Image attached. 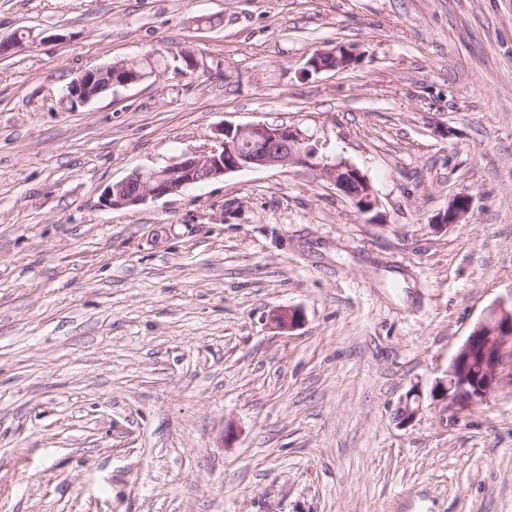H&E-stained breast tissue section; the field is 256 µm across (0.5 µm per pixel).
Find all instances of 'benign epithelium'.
<instances>
[{
	"instance_id": "obj_1",
	"label": "benign epithelium",
	"mask_w": 512,
	"mask_h": 512,
	"mask_svg": "<svg viewBox=\"0 0 512 512\" xmlns=\"http://www.w3.org/2000/svg\"><path fill=\"white\" fill-rule=\"evenodd\" d=\"M353 62L352 53L338 46L318 50L307 61V71L320 73L343 69ZM145 74L115 65L92 67L81 71L66 87L63 99L73 111L87 105L102 87L112 88L136 83ZM310 167L337 190L351 198L362 213L378 207V198L367 177L350 163L319 154L317 145L296 125L252 123L226 124L220 129L216 145L199 153L186 154L161 168L136 170L120 181L104 187L100 206L119 209L136 206L149 198L175 194L191 185L209 183L229 173L270 167ZM471 201L465 196L453 199L438 215L437 223H459L469 211ZM300 313L281 308L273 314L277 329H295ZM512 346V304L503 301L478 322L465 342L453 355L443 377L437 379L430 395L436 401L459 409L480 405L497 384V370L504 351ZM422 409L421 392L412 387L398 411L399 423L416 419Z\"/></svg>"
}]
</instances>
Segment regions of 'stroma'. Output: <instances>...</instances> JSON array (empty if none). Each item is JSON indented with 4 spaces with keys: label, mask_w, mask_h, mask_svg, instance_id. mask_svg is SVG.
I'll use <instances>...</instances> for the list:
<instances>
[{
    "label": "stroma",
    "mask_w": 512,
    "mask_h": 512,
    "mask_svg": "<svg viewBox=\"0 0 512 512\" xmlns=\"http://www.w3.org/2000/svg\"><path fill=\"white\" fill-rule=\"evenodd\" d=\"M14 34L0 512H512V348L485 403L429 395L512 299V0H0ZM337 45L349 68L307 72ZM117 60L158 66L70 111L71 79ZM258 122L306 130L378 208L305 167L100 207ZM471 201L468 197L459 196L453 199L447 209L438 215L437 224L451 226L458 224L460 219L469 211ZM422 409L421 392L418 386H413L406 395L398 411L399 423L407 424L416 419Z\"/></svg>",
    "instance_id": "35a3bbf8"
}]
</instances>
